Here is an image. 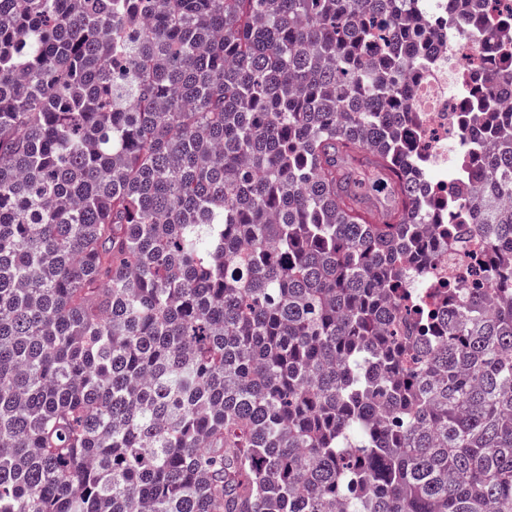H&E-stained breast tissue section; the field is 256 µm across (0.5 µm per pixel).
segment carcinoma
<instances>
[{
	"label": "carcinoma",
	"instance_id": "obj_1",
	"mask_svg": "<svg viewBox=\"0 0 512 512\" xmlns=\"http://www.w3.org/2000/svg\"><path fill=\"white\" fill-rule=\"evenodd\" d=\"M424 2L0 0V512H512V106L429 193ZM446 170L447 169H441L439 172H437L441 175V178L435 183L433 187L434 193L445 198L448 197V195L455 198L467 197L472 187L476 185V180L470 174L469 176L456 177L448 183L447 178L444 177ZM453 223L459 224V236L464 238L462 241H465V244L444 252L440 256L439 263L430 268L423 278V286L415 290L426 304L433 307L439 301L440 288H446L447 283L456 285L459 300H462L466 288L461 283L464 269L470 254L482 246L480 240L476 238L478 235L471 231V227L465 224L466 221L458 214Z\"/></svg>",
	"mask_w": 512,
	"mask_h": 512
}]
</instances>
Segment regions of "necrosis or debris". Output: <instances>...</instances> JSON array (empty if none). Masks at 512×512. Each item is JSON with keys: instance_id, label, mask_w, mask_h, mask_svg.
<instances>
[{"instance_id": "obj_1", "label": "necrosis or debris", "mask_w": 512, "mask_h": 512, "mask_svg": "<svg viewBox=\"0 0 512 512\" xmlns=\"http://www.w3.org/2000/svg\"><path fill=\"white\" fill-rule=\"evenodd\" d=\"M427 24L433 64L418 81L411 107L425 117L426 153L431 161L437 162L445 156L449 142L464 145L472 142L476 135L474 129L462 126L457 118L461 96L456 93V86L473 67L483 66L493 46L504 38H511L512 30L502 29L496 15L488 14L479 24L485 36L483 43H461L457 20L449 16L448 7L444 4L433 7ZM498 75V70L484 68L482 80L487 87L494 89L498 86ZM459 230L463 245L444 252L438 264L428 270L422 287L417 290L428 305L437 304L441 288L460 284L471 253L481 246L468 224H460Z\"/></svg>"}]
</instances>
